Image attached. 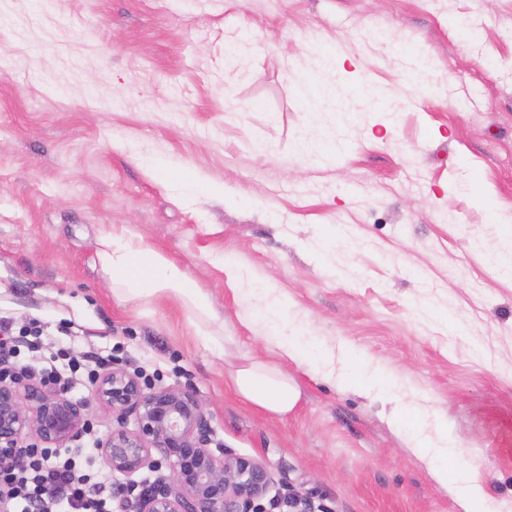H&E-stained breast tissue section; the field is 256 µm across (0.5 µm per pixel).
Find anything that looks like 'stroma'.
<instances>
[{
  "label": "stroma",
  "instance_id": "stroma-1",
  "mask_svg": "<svg viewBox=\"0 0 512 512\" xmlns=\"http://www.w3.org/2000/svg\"><path fill=\"white\" fill-rule=\"evenodd\" d=\"M423 61L452 85L416 96ZM495 206L512 216V0H0V317L194 391L211 448L268 468L266 512H458L408 446L434 418L512 512ZM104 231L210 293L225 354L176 301L113 296ZM259 282L323 347L386 361L397 398L298 369L288 419L245 402Z\"/></svg>",
  "mask_w": 512,
  "mask_h": 512
}]
</instances>
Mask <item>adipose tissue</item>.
<instances>
[{
    "label": "adipose tissue",
    "instance_id": "ef3b65f1",
    "mask_svg": "<svg viewBox=\"0 0 512 512\" xmlns=\"http://www.w3.org/2000/svg\"><path fill=\"white\" fill-rule=\"evenodd\" d=\"M98 258L110 276L112 291L124 300L168 297L177 300L193 318L197 335L215 349H223L224 322L213 308L210 294L180 265L143 242L112 233L99 237ZM254 293L268 316L265 345L268 357L246 355L231 373L237 393L250 404L280 418L287 417L301 398L300 386L289 373V362L303 364L315 375H331L333 356L323 349L303 325L290 324L284 316V300L273 285L259 284ZM344 382L365 393L398 391L397 380L385 363L365 352L348 353ZM409 442L421 457L427 458L433 478L448 485L463 512H496L480 485L470 478L472 463L460 458L453 440L440 437L437 444L424 443L421 434L410 435ZM458 461L448 470V458Z\"/></svg>",
    "mask_w": 512,
    "mask_h": 512
}]
</instances>
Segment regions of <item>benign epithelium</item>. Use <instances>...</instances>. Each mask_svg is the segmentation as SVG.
Instances as JSON below:
<instances>
[{
	"label": "benign epithelium",
	"mask_w": 512,
	"mask_h": 512,
	"mask_svg": "<svg viewBox=\"0 0 512 512\" xmlns=\"http://www.w3.org/2000/svg\"><path fill=\"white\" fill-rule=\"evenodd\" d=\"M94 403L116 421L101 440L112 474L128 477L164 464L171 471L138 498L135 512H264L259 500L271 485L268 469L208 447L197 395L179 385L148 387L118 366L100 374L90 401L74 400L63 387L32 376L0 381V468L35 448L66 447L84 433ZM131 415L132 430L126 426Z\"/></svg>",
	"instance_id": "benign-epithelium-1"
}]
</instances>
